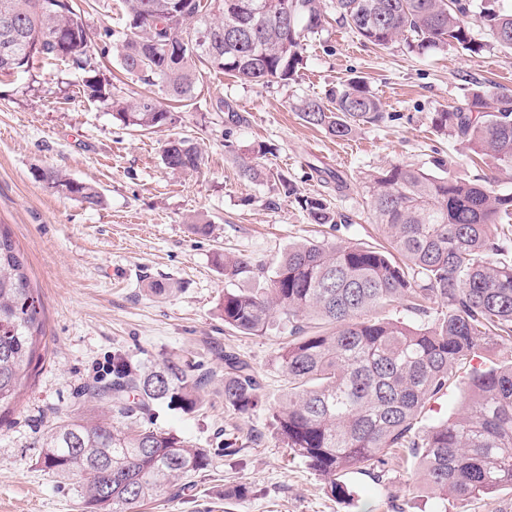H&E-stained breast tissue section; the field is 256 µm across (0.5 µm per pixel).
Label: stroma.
<instances>
[{"label":"stroma","mask_w":512,"mask_h":512,"mask_svg":"<svg viewBox=\"0 0 512 512\" xmlns=\"http://www.w3.org/2000/svg\"><path fill=\"white\" fill-rule=\"evenodd\" d=\"M472 33L480 52L451 45L415 55L401 42L384 49L366 44L331 15L306 35L295 81L262 86L204 75L195 104L176 124L152 132L133 130L112 109L81 97L79 75L60 62L42 59L28 72L0 77V224L27 260L44 306L46 345L0 420V512H80L77 481L59 480L38 465L41 440L58 420L89 407L82 395L111 380L114 352L157 362L177 355L217 370L214 352L224 348L250 361L266 409L240 414L225 407L218 381L204 388L198 411L157 408V427L198 447L236 439L244 449L214 456L188 490L163 494L135 512H204L208 505L222 512H512L511 488L460 507L425 489L414 462L396 458L382 479L348 475L353 500L334 499L273 433L272 409L288 388L279 361L286 331L242 335L225 327L219 311L231 282L215 263L218 254H245L270 267L306 240L379 241L359 188L365 172L404 163L434 174L442 158L467 179L489 176L488 167L467 165V145L432 125L434 113L465 105L474 89L512 91V50L486 28L473 26ZM354 76L366 78L382 100V122L342 141L301 119L295 109L301 99L326 97ZM220 100L241 112L244 124H227L214 109ZM178 138L200 146L198 172L166 169L164 146ZM261 142L273 150L268 164L300 194L323 190L313 162L347 175L354 192L332 200L346 218L338 231L309 223L294 200L241 178V162ZM45 166L97 185L103 206L93 209L47 188L35 178ZM196 221L210 223V234L193 233ZM237 485L247 487V496L225 498Z\"/></svg>","instance_id":"1"}]
</instances>
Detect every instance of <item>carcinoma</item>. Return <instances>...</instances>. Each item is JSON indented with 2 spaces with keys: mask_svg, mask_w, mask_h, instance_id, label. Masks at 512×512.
<instances>
[{
  "mask_svg": "<svg viewBox=\"0 0 512 512\" xmlns=\"http://www.w3.org/2000/svg\"><path fill=\"white\" fill-rule=\"evenodd\" d=\"M120 30L99 33L106 55L117 51L124 74L142 91L125 97L104 73L74 0H0V76L27 72L34 59H59L81 77L79 93L110 106L126 125L151 131L176 123L177 109L201 93L203 75L230 74L269 85L295 79L303 39L328 11L363 41L379 48L402 41L423 54L457 44L481 49L471 35L470 4L463 0H182L178 27L170 25L173 0H118ZM479 22L497 43L512 49V10L485 7ZM171 102L163 106L158 96ZM297 111L307 124L338 139L384 119L365 78L351 77L328 97L306 98ZM434 128L472 145L498 170H512V94L481 89L466 107L437 112ZM176 173L199 170L202 157L184 139L163 151ZM320 181L342 195L351 184L341 173L312 166ZM241 175L295 200L312 224L335 228L337 213L324 195L298 196L274 168L245 163ZM36 179L54 192L99 207L95 185L45 166ZM372 223L383 241L346 245L332 238L288 248L266 288H227L224 324L259 336L277 319L288 328L281 362L288 379L284 402L272 413L276 438L348 503L349 473L380 478L388 454L408 448L423 484L443 501L462 505L512 487V362L473 369L456 416L424 431L415 421L448 388L458 364L494 341L512 342V192L455 174L436 176L394 164L365 176ZM230 280L266 273L249 256L218 259ZM407 301L430 322L411 326L372 312ZM437 303L428 312L425 302ZM43 310L24 255L0 229V412L14 404L40 359ZM217 377L196 375L177 358L135 363L112 355V380L89 392L112 414L75 413L42 439L40 465L58 477L80 476L83 512H130L211 465L212 453L153 423L155 408L193 411L203 387ZM224 406L248 414L262 405L261 385L244 359L224 354ZM112 472L105 487L92 476Z\"/></svg>",
  "mask_w": 512,
  "mask_h": 512,
  "instance_id": "1",
  "label": "carcinoma"
}]
</instances>
